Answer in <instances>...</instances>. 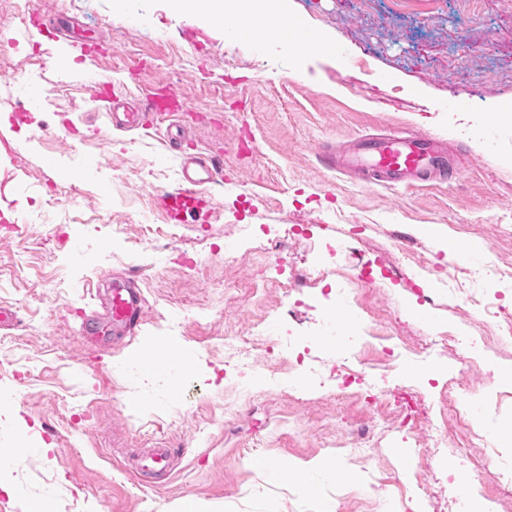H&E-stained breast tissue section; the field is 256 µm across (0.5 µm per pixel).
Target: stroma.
<instances>
[{
	"instance_id": "stroma-1",
	"label": "stroma",
	"mask_w": 512,
	"mask_h": 512,
	"mask_svg": "<svg viewBox=\"0 0 512 512\" xmlns=\"http://www.w3.org/2000/svg\"><path fill=\"white\" fill-rule=\"evenodd\" d=\"M18 1L0 0V306L17 316L0 330V450L33 452L0 471V512L38 500L50 512H180L187 500L206 512H457L483 482L511 499L512 482L455 451L483 439L512 468V343L498 336L512 315V0H279L247 18L191 0H22L19 15ZM59 17L81 25L71 45L36 29ZM251 25L317 42L258 43ZM30 70L35 83L17 85ZM141 85L187 102L195 150L222 169L195 221L157 205L179 170L162 129L102 130L98 97ZM380 131L446 139L455 180L370 190L331 169L348 140ZM265 229L269 249L240 248ZM319 260L317 283L253 278L259 262L301 272ZM420 260L451 282L417 274ZM360 272L351 319L336 323L324 299ZM115 273L138 281L143 320L122 343L81 345L94 285ZM454 288L491 310L464 307ZM262 321L321 363L358 354L372 382L425 415L383 426L366 391L305 381L284 346L251 358L291 389L256 380L240 399L220 339ZM443 331L486 338L495 388L467 345L422 351ZM163 345L178 362L143 371ZM159 447L173 449L172 472L139 477L133 449Z\"/></svg>"
}]
</instances>
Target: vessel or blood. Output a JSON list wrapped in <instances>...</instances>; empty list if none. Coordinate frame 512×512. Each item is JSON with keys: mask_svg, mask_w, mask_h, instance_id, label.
Instances as JSON below:
<instances>
[{"mask_svg": "<svg viewBox=\"0 0 512 512\" xmlns=\"http://www.w3.org/2000/svg\"><path fill=\"white\" fill-rule=\"evenodd\" d=\"M159 103L146 97L134 120L117 118L108 113L113 126L126 129L143 128L154 123ZM337 170L359 175L369 188L395 185H422L455 176L448 158L446 142L433 134H371L355 139L336 157ZM218 169L213 161L184 153L180 156V173L175 187L161 191L158 199L168 218L180 220L195 204L198 195L214 182ZM144 315V301L137 281L113 275L106 294L95 308L84 314L79 339L87 344L107 338L132 335ZM172 451L168 448H147L134 458V467L143 475L170 473Z\"/></svg>", "mask_w": 512, "mask_h": 512, "instance_id": "obj_1", "label": "vessel or blood"}]
</instances>
